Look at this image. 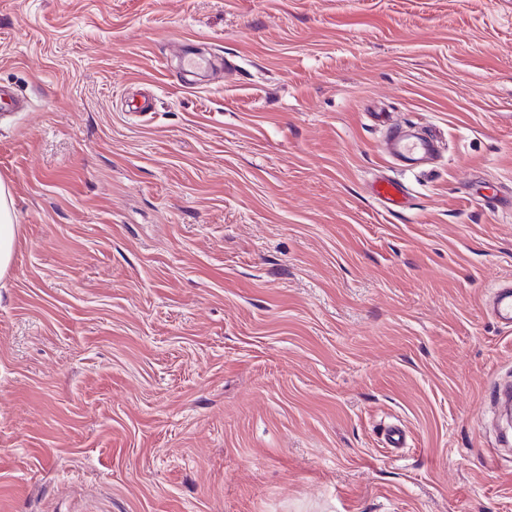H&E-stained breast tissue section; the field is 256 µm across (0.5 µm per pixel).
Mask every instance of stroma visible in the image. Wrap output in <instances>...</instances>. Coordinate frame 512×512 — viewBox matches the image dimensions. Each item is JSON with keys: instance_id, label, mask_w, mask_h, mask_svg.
Listing matches in <instances>:
<instances>
[{"instance_id": "stroma-1", "label": "stroma", "mask_w": 512, "mask_h": 512, "mask_svg": "<svg viewBox=\"0 0 512 512\" xmlns=\"http://www.w3.org/2000/svg\"><path fill=\"white\" fill-rule=\"evenodd\" d=\"M1 82L0 512H512V0H0ZM381 150L384 154L398 159L407 166H417L431 156L433 144L427 139L412 140L400 127L392 126L381 145ZM369 191L373 198L393 211L404 209L410 195L404 183L388 177H380L372 182ZM13 197L10 189L0 180V278L7 274L12 263L17 224H13ZM487 312L503 329H512V283H502L487 302Z\"/></svg>"}]
</instances>
